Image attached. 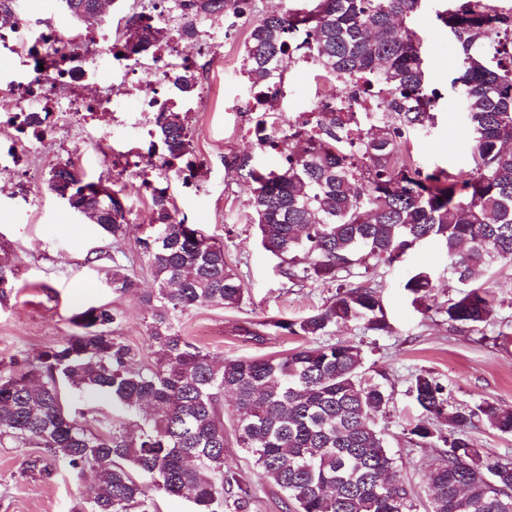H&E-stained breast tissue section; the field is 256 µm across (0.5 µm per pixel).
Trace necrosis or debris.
Here are the masks:
<instances>
[{"instance_id": "obj_1", "label": "necrosis or debris", "mask_w": 512, "mask_h": 512, "mask_svg": "<svg viewBox=\"0 0 512 512\" xmlns=\"http://www.w3.org/2000/svg\"><path fill=\"white\" fill-rule=\"evenodd\" d=\"M24 0H14L8 18L0 19V57L14 59L0 71V96L12 98L14 109L0 113V129L13 139L0 148V181L11 182L26 151L52 135L58 125L99 112H122L134 100L141 113L160 111L175 64L191 62L180 35L137 51L123 47L120 37L85 25L65 38L32 25ZM117 70L121 81L101 90L97 99L85 92L97 84L99 70Z\"/></svg>"}]
</instances>
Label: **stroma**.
Segmentation results:
<instances>
[{
  "mask_svg": "<svg viewBox=\"0 0 512 512\" xmlns=\"http://www.w3.org/2000/svg\"><path fill=\"white\" fill-rule=\"evenodd\" d=\"M443 8L442 0H424L411 21L442 99L436 126L411 137L408 148L423 172L465 174L471 170V159L464 115L450 88L456 42L437 18ZM199 84L205 94L192 97L194 110L188 115L198 175L187 184L171 178L169 194L188 223L223 242L228 261L247 288V300L238 308L199 305L179 315L175 325L192 343L219 358L275 356L301 346L302 338L282 334L256 342L240 335V326L269 318H299L321 306L336 287L320 281L293 285L258 244L248 221L250 188L224 168L225 154L246 145L247 131L254 124L245 82L226 74L223 64L216 62L201 70ZM284 85L287 96L280 109L292 118L310 111L321 89L313 68L304 62L288 69ZM109 124V116L96 115L70 132L55 133L29 151L14 177L19 190L0 193V257L9 256L15 267V291L0 305V367L11 358H33L57 344L73 332L75 313L101 303L122 312L120 336L136 347L147 346L142 297L154 290L155 283L138 240L152 218V204L138 180L113 173L112 159L132 148L147 153L148 141L106 139ZM66 160L79 173L103 176L106 185L119 191L130 211V226L120 243H113L98 225L49 191V171ZM116 263L133 268L135 291H112L108 276ZM420 268L429 270L433 281L425 308L414 305L403 289L408 274ZM375 281L389 332L378 335L351 323L333 328L325 340L360 347L367 377L390 393V403L376 424L400 475L420 495L440 451L418 447L409 434L423 418L409 394L415 375L436 376L457 405L473 407L488 399L512 406V263L493 264L478 277V284L491 295L494 312L476 332L448 322L444 308L464 287L449 276L448 258L438 243L422 244L401 262L380 267ZM22 461L16 449L0 447V512H71L83 484L63 471L49 478L23 474ZM225 461L253 483L251 512H285L282 493L266 482L243 449L228 448Z\"/></svg>",
  "mask_w": 512,
  "mask_h": 512,
  "instance_id": "35a3bbf8",
  "label": "stroma"
}]
</instances>
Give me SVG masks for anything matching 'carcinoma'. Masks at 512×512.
<instances>
[{"instance_id":"carcinoma-1","label":"carcinoma","mask_w":512,"mask_h":512,"mask_svg":"<svg viewBox=\"0 0 512 512\" xmlns=\"http://www.w3.org/2000/svg\"><path fill=\"white\" fill-rule=\"evenodd\" d=\"M85 20L100 0H61ZM254 22L245 43L249 96L261 106L248 149L224 156V168L251 185L249 208L262 248L279 260L293 284L336 282V293L294 320L248 323L256 341L287 333L308 344L267 358L217 362L175 327V317L201 303L240 307L247 290L213 240L179 217L169 186L151 190L153 218L139 239L157 283L146 299L147 347L153 361L118 334L122 314L109 304L90 306L73 319L77 330L0 374V447L24 454V471L49 477L63 468L88 480L87 497L72 512H157L153 493L187 496L196 512H250L253 484L226 465L229 437L224 394L234 397L237 447L283 494L286 512H417L414 490L399 474L375 419L390 394L362 381L364 357L347 342L309 344L340 325L361 323L388 332L375 269L439 240L448 273L461 284L495 261L512 262V13L491 14L484 0H459L438 13L453 34L458 76L471 132V173L423 174L407 134L435 123L441 98L432 87L419 44L406 21L421 0H310ZM249 0H173L196 20L244 12ZM167 37L164 27L137 13L126 43L143 46ZM304 60L318 76L350 88L349 99L369 98L375 112H327L293 123L271 102L284 96L283 64ZM196 66L180 65L174 88L191 94ZM164 158L163 179L194 176L182 163L191 154L186 113L165 107L155 120ZM275 153L276 168L254 162ZM99 183L84 180L67 161L53 168L49 188L112 237L129 227L124 205L97 197ZM115 293L135 288L130 270L112 266ZM15 288L14 265L0 259V302ZM403 288L423 305L431 274L412 272ZM448 322L472 329L493 314L490 294L474 287L448 302ZM82 398L93 394L125 412L98 405L72 415L61 384ZM410 394L425 420L410 430L422 447H444L432 465L427 512H512V458L487 452L470 436L483 416L512 434V407L484 401L451 403L446 387L421 373ZM437 422L446 430L433 428Z\"/></svg>"}]
</instances>
